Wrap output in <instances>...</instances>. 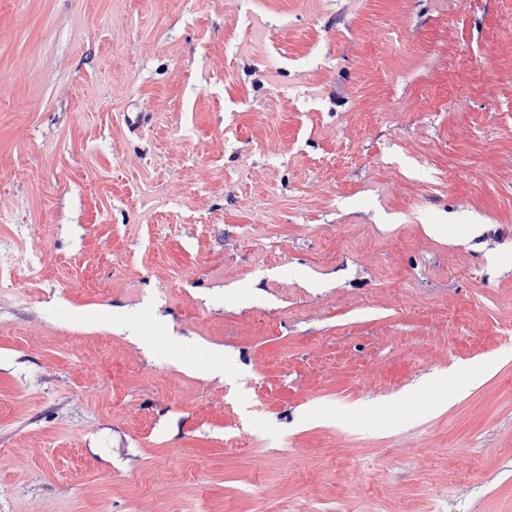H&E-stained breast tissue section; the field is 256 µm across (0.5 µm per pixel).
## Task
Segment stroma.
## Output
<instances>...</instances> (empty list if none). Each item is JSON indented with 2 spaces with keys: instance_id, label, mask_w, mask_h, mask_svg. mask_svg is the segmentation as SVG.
Segmentation results:
<instances>
[{
  "instance_id": "35a3bbf8",
  "label": "stroma",
  "mask_w": 512,
  "mask_h": 512,
  "mask_svg": "<svg viewBox=\"0 0 512 512\" xmlns=\"http://www.w3.org/2000/svg\"><path fill=\"white\" fill-rule=\"evenodd\" d=\"M0 512H512V0H0Z\"/></svg>"
}]
</instances>
